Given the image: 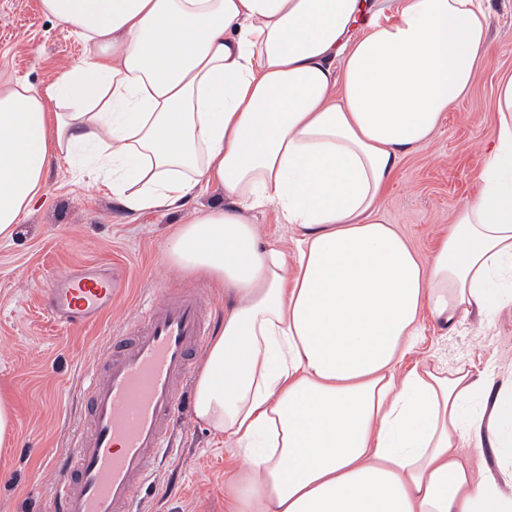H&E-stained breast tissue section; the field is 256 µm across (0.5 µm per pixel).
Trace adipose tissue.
<instances>
[{"instance_id": "obj_1", "label": "adipose tissue", "mask_w": 512, "mask_h": 512, "mask_svg": "<svg viewBox=\"0 0 512 512\" xmlns=\"http://www.w3.org/2000/svg\"><path fill=\"white\" fill-rule=\"evenodd\" d=\"M93 54L46 90L0 84V237L76 162L126 211L225 202L180 225L170 259L230 306L194 386L198 422L248 466L229 512H512L461 447H512V365L399 366L423 312L444 328L512 304V74L476 195L429 260L387 223L401 157L470 91L481 0H41ZM274 205L295 251L247 212Z\"/></svg>"}]
</instances>
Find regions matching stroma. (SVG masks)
Masks as SVG:
<instances>
[{
    "instance_id": "stroma-1",
    "label": "stroma",
    "mask_w": 512,
    "mask_h": 512,
    "mask_svg": "<svg viewBox=\"0 0 512 512\" xmlns=\"http://www.w3.org/2000/svg\"><path fill=\"white\" fill-rule=\"evenodd\" d=\"M485 5L488 44L470 95L448 111L430 143L402 158L383 198L387 222L424 259L447 232L453 207L475 193L494 136L495 84L512 73V0ZM93 51L73 28L45 14L40 0H0V79L40 90ZM223 200V187L213 183L180 208L133 215L69 159L52 162L42 194L12 237L0 240V398L14 413L12 439L0 446V512H47L56 475L45 461L81 429L86 378L114 329L135 320L144 304L175 299L184 289L199 290L223 325V289L169 259L173 228ZM87 262L111 268L123 290L102 320L69 330L53 321L39 295ZM430 361L464 363L478 375L512 361V306L488 321L471 315L451 331L423 315L420 339L401 368ZM234 454L233 442L194 414L183 416L139 512H226L224 481L239 465Z\"/></svg>"
}]
</instances>
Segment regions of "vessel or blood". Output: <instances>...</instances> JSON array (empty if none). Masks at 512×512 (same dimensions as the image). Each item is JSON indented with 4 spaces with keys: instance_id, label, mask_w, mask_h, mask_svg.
I'll list each match as a JSON object with an SVG mask.
<instances>
[{
    "instance_id": "obj_1",
    "label": "vessel or blood",
    "mask_w": 512,
    "mask_h": 512,
    "mask_svg": "<svg viewBox=\"0 0 512 512\" xmlns=\"http://www.w3.org/2000/svg\"><path fill=\"white\" fill-rule=\"evenodd\" d=\"M117 282L85 264L45 291L53 320L78 329L111 312ZM211 332L208 304L195 290L145 306L114 332L103 369H91L85 427L58 459L49 512H135L147 474L172 446L187 410L178 387L191 379Z\"/></svg>"
}]
</instances>
